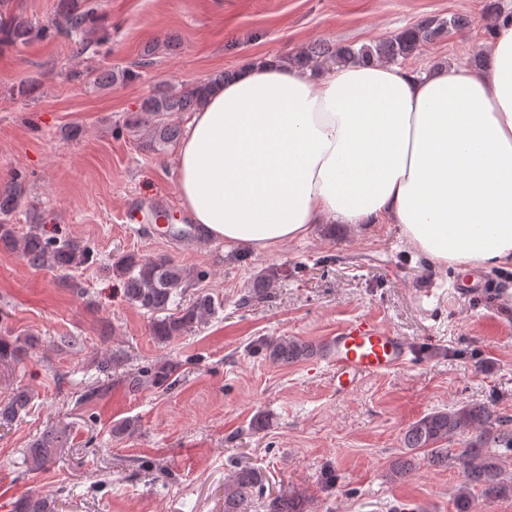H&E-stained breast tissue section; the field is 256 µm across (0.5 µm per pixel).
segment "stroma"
Masks as SVG:
<instances>
[{
    "label": "stroma",
    "mask_w": 512,
    "mask_h": 512,
    "mask_svg": "<svg viewBox=\"0 0 512 512\" xmlns=\"http://www.w3.org/2000/svg\"><path fill=\"white\" fill-rule=\"evenodd\" d=\"M487 2L79 0L107 18V41L90 34L81 55L61 37L0 50V190L13 173L27 176L26 203L9 223L105 257H170L206 271L200 289L224 302L195 331L160 343L152 316L126 301L112 270H78L74 289L0 247V336L42 340L0 369V399L19 386L34 392L23 420L0 429V512L29 492L56 499L59 512H224V479L239 463L259 468L270 492L298 497L305 512H452L460 469L423 464L395 480L390 468L405 427L434 410L486 402L512 418V310L498 293L505 271H485V298L427 305L421 295L456 292L463 275L433 269L394 224H319L308 238L254 253L124 223L133 200L163 204L176 227L190 221L177 193V146L144 151L125 120L147 95L245 58H283L318 40L371 44L429 16L468 24L402 67L468 61L489 38ZM107 69L131 77L96 83ZM275 269L280 279L248 298ZM358 318L408 337L418 356L349 396L337 395L321 356L280 365L258 348L271 337L317 345ZM64 336L82 337V348L61 345ZM115 353L125 368L178 362L176 382L129 391L124 368H96ZM98 384L104 394L80 403ZM126 419L137 420L135 432L113 436ZM57 427L67 428V447L46 469L29 470L25 448Z\"/></svg>",
    "instance_id": "obj_1"
}]
</instances>
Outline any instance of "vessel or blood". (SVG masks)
Returning a JSON list of instances; mask_svg holds the SVG:
<instances>
[{"label": "vessel or blood", "instance_id": "vessel-or-blood-1", "mask_svg": "<svg viewBox=\"0 0 512 512\" xmlns=\"http://www.w3.org/2000/svg\"><path fill=\"white\" fill-rule=\"evenodd\" d=\"M415 356L407 337L366 318L347 323L324 341V359L342 396L352 394L364 378L403 368Z\"/></svg>", "mask_w": 512, "mask_h": 512}]
</instances>
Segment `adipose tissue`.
<instances>
[{
	"mask_svg": "<svg viewBox=\"0 0 512 512\" xmlns=\"http://www.w3.org/2000/svg\"><path fill=\"white\" fill-rule=\"evenodd\" d=\"M177 173L193 223L229 245L395 224L436 269L512 270V26L481 68L246 59L186 123Z\"/></svg>",
	"mask_w": 512,
	"mask_h": 512,
	"instance_id": "adipose-tissue-1",
	"label": "adipose tissue"
}]
</instances>
